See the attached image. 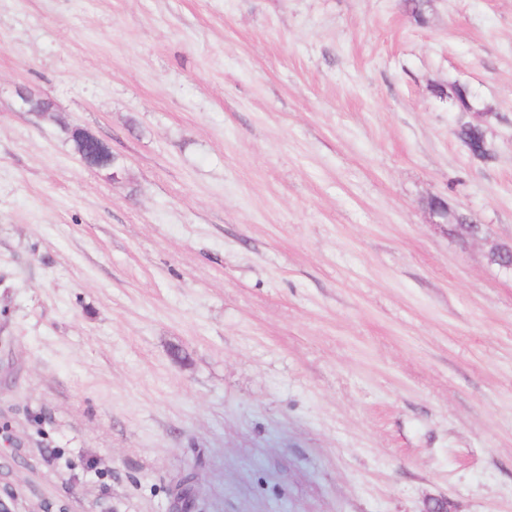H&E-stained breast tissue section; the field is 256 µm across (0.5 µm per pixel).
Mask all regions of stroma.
I'll return each instance as SVG.
<instances>
[{
	"instance_id": "obj_1",
	"label": "stroma",
	"mask_w": 512,
	"mask_h": 512,
	"mask_svg": "<svg viewBox=\"0 0 512 512\" xmlns=\"http://www.w3.org/2000/svg\"><path fill=\"white\" fill-rule=\"evenodd\" d=\"M0 0L20 512H512V0ZM494 110L473 160L435 85ZM104 140L85 165L18 87ZM440 196L478 238L432 224Z\"/></svg>"
}]
</instances>
